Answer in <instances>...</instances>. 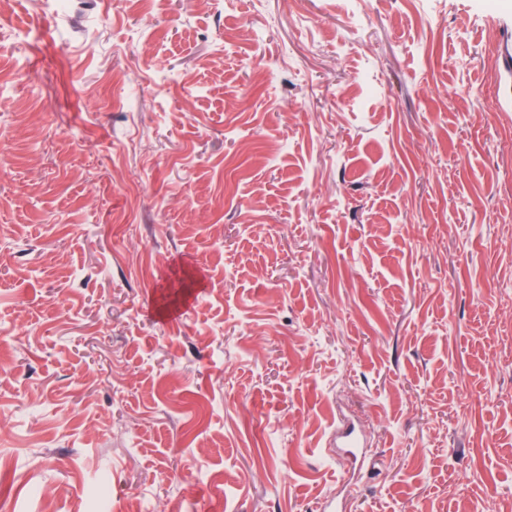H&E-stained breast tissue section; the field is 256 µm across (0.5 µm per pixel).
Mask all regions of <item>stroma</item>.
<instances>
[{
  "mask_svg": "<svg viewBox=\"0 0 512 512\" xmlns=\"http://www.w3.org/2000/svg\"><path fill=\"white\" fill-rule=\"evenodd\" d=\"M113 2L0 10V512H512V11Z\"/></svg>",
  "mask_w": 512,
  "mask_h": 512,
  "instance_id": "35a3bbf8",
  "label": "stroma"
}]
</instances>
